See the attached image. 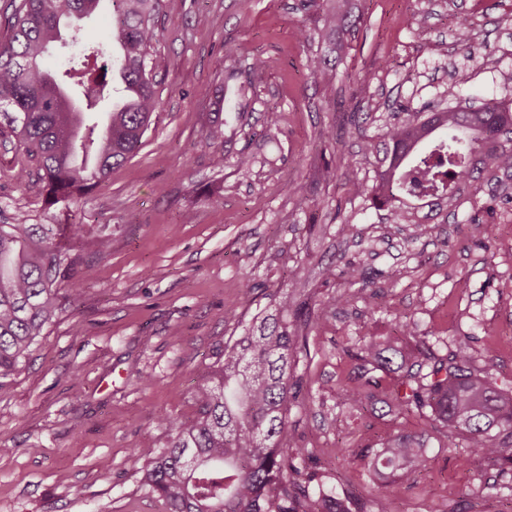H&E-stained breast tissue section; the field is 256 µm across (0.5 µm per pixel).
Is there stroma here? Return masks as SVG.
I'll list each match as a JSON object with an SVG mask.
<instances>
[{
    "mask_svg": "<svg viewBox=\"0 0 512 512\" xmlns=\"http://www.w3.org/2000/svg\"><path fill=\"white\" fill-rule=\"evenodd\" d=\"M304 2L163 0L147 56L160 107L137 153L81 206L48 209L22 187L18 171L35 183L39 166L0 124V224L22 214L31 224H88L111 240L103 257L84 248L79 301L0 389V512H163L139 487L141 451L165 447L160 414L195 418L197 387L244 329L225 319V306L241 304L246 283L256 309L294 286L303 300L341 294L343 280L322 275L331 262L363 264L368 284L310 328L299 363L310 401L291 407L290 439L312 451L318 483L363 512L379 494L394 512H512V470H469L457 436L433 434L430 463L413 483L377 487L360 450L429 425L342 395L369 376L350 349L395 335L404 315L432 332L439 354L466 342L477 367L512 387V202L492 173L414 241L409 225L384 231L382 212L346 181L354 166L372 177L375 160L359 144L403 106L512 101V0H358L362 20L345 35L331 102L308 66L321 44ZM462 15L475 22L471 60L455 41ZM301 26L313 34L305 44ZM366 76L374 110L357 126L348 116ZM218 98L223 135L213 142L206 131ZM326 128L333 141L321 138ZM243 152L255 159L247 171L237 166ZM327 167L333 179L323 178ZM289 181L299 187L292 197ZM345 218L361 238L337 234ZM475 218L493 225L492 238L474 230Z\"/></svg>",
    "mask_w": 512,
    "mask_h": 512,
    "instance_id": "1",
    "label": "stroma"
}]
</instances>
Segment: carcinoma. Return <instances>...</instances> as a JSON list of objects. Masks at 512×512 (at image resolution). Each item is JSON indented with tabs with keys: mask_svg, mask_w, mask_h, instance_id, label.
Instances as JSON below:
<instances>
[{
	"mask_svg": "<svg viewBox=\"0 0 512 512\" xmlns=\"http://www.w3.org/2000/svg\"><path fill=\"white\" fill-rule=\"evenodd\" d=\"M102 0H11L10 35L0 41V112L17 144L43 171L40 182L21 185L49 206L75 205L105 182L141 140L159 108L146 58L157 38L161 0H111L112 37L78 35L77 52L64 55L59 69L44 58L61 39L64 20L93 14ZM328 42L327 53L310 59L323 72L330 58L345 52L343 30L359 23L350 0H310ZM474 23L455 25L456 42L475 53ZM121 85L112 87L115 79ZM122 102L99 123L98 105L112 94ZM406 116L385 124L382 157L373 179L352 171L350 191L387 212L388 223L410 224L417 238L432 234L434 219L455 206L472 187L474 173L491 169L512 173V106L488 100L477 107H402ZM88 224H0V389L25 362L44 330L83 292L73 275ZM323 276L344 279V295L314 306L283 293L255 313L244 335L224 345V360L196 391L197 415L191 422L162 414L166 446L144 454L141 487L165 512H352L347 495L310 494L315 474L295 461L312 458L306 448L288 445V412L302 378L295 375L306 352L313 320L336 304L351 301L367 284L365 268L331 263ZM398 320L403 345L387 338L370 340L356 358L375 370L401 373L392 388L343 389L346 400L383 403L397 416L418 414L431 429L464 439L465 465L476 473L497 464L512 465V390L499 386L488 368L474 366L471 348L460 342L439 356L428 336ZM426 434H388L369 449L375 482H410L429 465Z\"/></svg>",
	"mask_w": 512,
	"mask_h": 512,
	"instance_id": "cac0c4a2",
	"label": "carcinoma"
}]
</instances>
